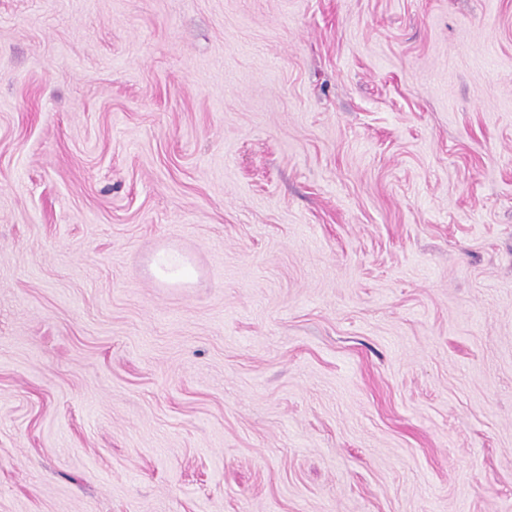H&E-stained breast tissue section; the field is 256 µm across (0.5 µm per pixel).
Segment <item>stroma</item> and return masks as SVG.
<instances>
[{
	"instance_id": "1",
	"label": "stroma",
	"mask_w": 512,
	"mask_h": 512,
	"mask_svg": "<svg viewBox=\"0 0 512 512\" xmlns=\"http://www.w3.org/2000/svg\"><path fill=\"white\" fill-rule=\"evenodd\" d=\"M0 512H512V0H0ZM185 259L169 251L159 252L151 264L155 277L165 283L179 284L193 277V271L183 266Z\"/></svg>"
}]
</instances>
